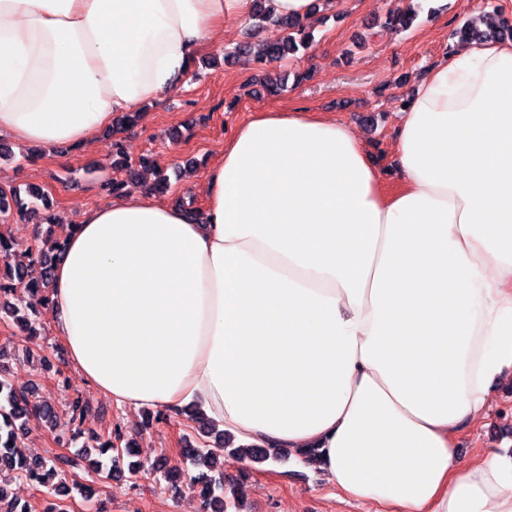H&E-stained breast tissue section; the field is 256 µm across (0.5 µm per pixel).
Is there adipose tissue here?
Instances as JSON below:
<instances>
[{"label":"adipose tissue","instance_id":"ef3b65f1","mask_svg":"<svg viewBox=\"0 0 512 512\" xmlns=\"http://www.w3.org/2000/svg\"><path fill=\"white\" fill-rule=\"evenodd\" d=\"M252 0H0V135L86 142L189 76ZM393 185L360 133L261 112L202 221L150 192L66 227L48 305L117 405L194 407L233 444L318 448L383 512H512V456L460 457L512 373V41L415 83Z\"/></svg>","mask_w":512,"mask_h":512}]
</instances>
